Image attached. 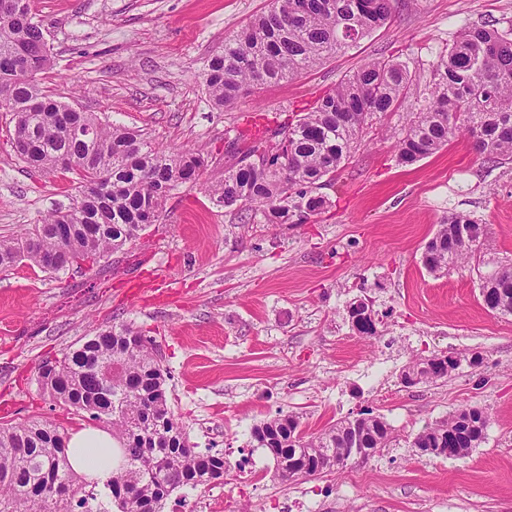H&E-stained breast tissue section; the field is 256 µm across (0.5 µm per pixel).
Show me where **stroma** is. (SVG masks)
I'll list each match as a JSON object with an SVG mask.
<instances>
[{
  "instance_id": "35a3bbf8",
  "label": "stroma",
  "mask_w": 512,
  "mask_h": 512,
  "mask_svg": "<svg viewBox=\"0 0 512 512\" xmlns=\"http://www.w3.org/2000/svg\"><path fill=\"white\" fill-rule=\"evenodd\" d=\"M267 0H33L52 55L43 83L56 99L106 123L136 127L172 149L204 148L212 162L167 198L124 250L60 273L0 270V427L42 419L72 433L87 418L54 407L38 368L96 332L131 324L153 340L168 404L189 443L230 464L223 479L174 492L165 512H512V316L490 312L479 271L440 277L421 263L449 214L486 224L493 261L512 259V159L491 166L466 135L402 167L393 151L404 111L374 119L321 193L327 209L301 224H268L216 206L209 188L229 159L230 133L252 116L312 105L363 60H407L418 85L464 25L512 27V0H400L391 21L297 77L213 109L201 73L226 36ZM0 110V238L19 234L78 193L74 176L30 172L11 148ZM369 303L374 336L347 314ZM480 353L448 378L404 386L412 357ZM477 407L486 438L461 457L418 455L408 437ZM370 408L395 436L364 462L282 480L252 427L301 415L306 433Z\"/></svg>"
}]
</instances>
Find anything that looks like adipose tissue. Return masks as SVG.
Segmentation results:
<instances>
[{
	"instance_id": "adipose-tissue-1",
	"label": "adipose tissue",
	"mask_w": 512,
	"mask_h": 512,
	"mask_svg": "<svg viewBox=\"0 0 512 512\" xmlns=\"http://www.w3.org/2000/svg\"><path fill=\"white\" fill-rule=\"evenodd\" d=\"M115 443L110 432L81 429L69 441V462L72 469L87 480L105 486L115 468Z\"/></svg>"
}]
</instances>
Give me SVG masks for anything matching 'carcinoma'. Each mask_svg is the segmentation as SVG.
Segmentation results:
<instances>
[{"instance_id": "cac0c4a2", "label": "carcinoma", "mask_w": 512, "mask_h": 512, "mask_svg": "<svg viewBox=\"0 0 512 512\" xmlns=\"http://www.w3.org/2000/svg\"><path fill=\"white\" fill-rule=\"evenodd\" d=\"M0 0V109L12 113L10 136L26 167L77 176L79 197L11 239H0V268L26 261L44 272L98 263L136 240L156 222L167 196L195 182L208 167L205 151H170L141 130L102 123L52 98L41 86L51 66L42 25L30 0ZM394 0H269L238 33L224 40L203 72L218 109H229L266 84L291 79L321 65L385 26ZM411 101L395 145L399 165L427 158L466 131L487 163L512 158V28L463 27L433 64L431 84L414 87L408 62L372 59L345 76L305 112L287 114L247 143L238 136L227 152L236 156L224 178L210 186L213 203L251 209L268 224H301L323 210L317 190L331 182L357 147L374 116ZM90 132L68 136L63 116ZM65 227V235L56 232ZM490 248L487 225L454 213L425 244V269L441 274L462 267ZM486 307L512 315V262L482 278ZM38 382L54 405L112 428L120 463L104 495L115 512H161L184 486H204L230 468L222 454L195 451L166 397V370L150 339L132 326L105 329L62 353ZM462 409L424 426L412 444L436 434H456L449 454L464 456L486 435L466 433ZM368 418L336 422L307 434L299 415L280 414L251 429L256 448L270 449L275 475L291 479L292 467L318 465L338 453L389 448L388 425L372 410ZM69 436L51 421L29 420L0 428V512H84L97 483L69 466Z\"/></svg>"}]
</instances>
